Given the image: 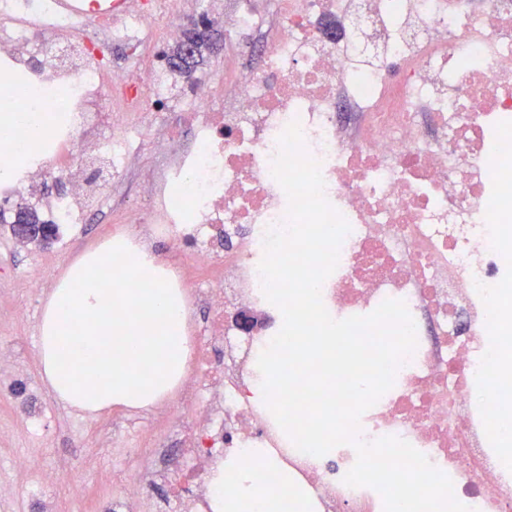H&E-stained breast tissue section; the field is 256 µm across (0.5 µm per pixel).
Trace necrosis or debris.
<instances>
[{
	"label": "necrosis or debris",
	"mask_w": 512,
	"mask_h": 512,
	"mask_svg": "<svg viewBox=\"0 0 512 512\" xmlns=\"http://www.w3.org/2000/svg\"><path fill=\"white\" fill-rule=\"evenodd\" d=\"M48 8L0 0V112L71 119L49 127V151L0 181V197L64 174L67 191L37 202L69 225L66 251L113 197V233L176 243L186 306L209 310L189 329L191 374L152 417L163 438L127 449L134 465L112 474L121 512H208L212 469L250 448L278 458L253 466L266 492L303 488L309 512H383L377 490L344 484L353 456L298 451L254 394V353L282 326L258 267L266 230L287 222L271 169L294 121L350 225L324 306L342 320L400 299L417 326L360 439L401 438L471 512H512L495 436L512 372L489 343L512 332V0H127L88 26ZM195 16L223 22L224 64L177 87L166 54ZM77 154L103 156L111 184H89Z\"/></svg>",
	"instance_id": "necrosis-or-debris-1"
}]
</instances>
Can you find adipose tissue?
Here are the masks:
<instances>
[{
    "mask_svg": "<svg viewBox=\"0 0 512 512\" xmlns=\"http://www.w3.org/2000/svg\"><path fill=\"white\" fill-rule=\"evenodd\" d=\"M26 123L32 135L21 159L0 170L9 177L22 159L43 148L38 112L0 113V131ZM124 235L87 250L57 282L39 325L40 364L49 386L64 404L89 413L115 407L147 408L161 401L187 372L193 342L187 314L173 289L176 273L157 258H140L113 271V257L132 253ZM261 448L230 459L209 482L213 512H280L276 499L252 482V465L269 463ZM233 492H225L226 480Z\"/></svg>",
    "mask_w": 512,
    "mask_h": 512,
    "instance_id": "adipose-tissue-1",
    "label": "adipose tissue"
}]
</instances>
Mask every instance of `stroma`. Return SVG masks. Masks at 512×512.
I'll return each mask as SVG.
<instances>
[{
  "label": "stroma",
  "mask_w": 512,
  "mask_h": 512,
  "mask_svg": "<svg viewBox=\"0 0 512 512\" xmlns=\"http://www.w3.org/2000/svg\"><path fill=\"white\" fill-rule=\"evenodd\" d=\"M37 254L52 260L46 270L51 284L73 259L72 254L60 252L55 241L22 243L12 236L8 225L0 224V354L7 355L18 369L12 394L0 396V421L12 428L11 437L0 440V479L8 482L7 498L14 512H38L29 500L32 478L17 474L12 464L15 458L41 447L44 438H51V447L45 448L46 470L62 468L79 452L86 462L70 472L68 485L40 512H96L99 498L112 492L109 475L127 460L98 446V427L111 423L112 413L92 417L66 406L41 373L42 307L26 295L19 279Z\"/></svg>",
  "instance_id": "1"
}]
</instances>
